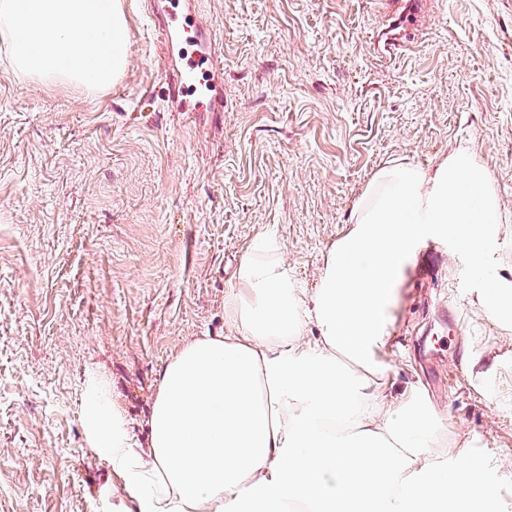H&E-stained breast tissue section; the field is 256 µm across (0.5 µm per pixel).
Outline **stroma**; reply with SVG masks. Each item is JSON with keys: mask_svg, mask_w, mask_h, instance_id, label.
Segmentation results:
<instances>
[{"mask_svg": "<svg viewBox=\"0 0 512 512\" xmlns=\"http://www.w3.org/2000/svg\"><path fill=\"white\" fill-rule=\"evenodd\" d=\"M123 5L127 64L106 90L0 60V512H122L83 423L89 381L146 442L169 360L231 332L248 244L273 240L313 291L386 164L429 169L473 145L512 273V0H179L176 24L207 25L223 102L191 95L180 112L150 0ZM472 286L452 241L427 242L388 353L448 434L512 456V341Z\"/></svg>", "mask_w": 512, "mask_h": 512, "instance_id": "stroma-1", "label": "stroma"}]
</instances>
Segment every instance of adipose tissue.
Instances as JSON below:
<instances>
[{
    "label": "adipose tissue",
    "mask_w": 512,
    "mask_h": 512,
    "mask_svg": "<svg viewBox=\"0 0 512 512\" xmlns=\"http://www.w3.org/2000/svg\"><path fill=\"white\" fill-rule=\"evenodd\" d=\"M501 222L488 170L461 147L431 170L380 169L313 294L251 243L225 300L231 333L167 363L146 443L90 390L84 423L123 479L124 512H487L512 459L448 453L426 394L395 392L387 349L404 275L435 239L467 254L472 303L512 325V281L491 263Z\"/></svg>",
    "instance_id": "obj_1"
}]
</instances>
